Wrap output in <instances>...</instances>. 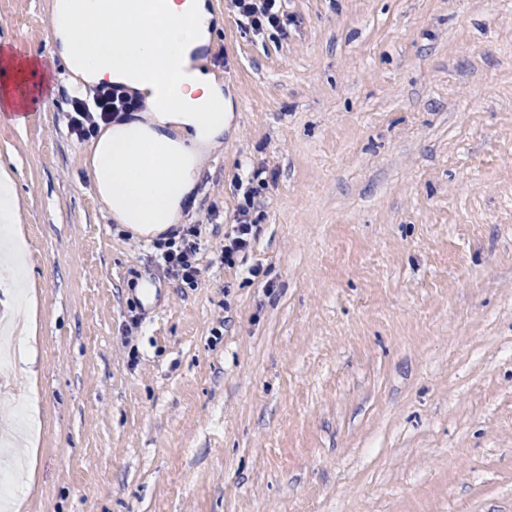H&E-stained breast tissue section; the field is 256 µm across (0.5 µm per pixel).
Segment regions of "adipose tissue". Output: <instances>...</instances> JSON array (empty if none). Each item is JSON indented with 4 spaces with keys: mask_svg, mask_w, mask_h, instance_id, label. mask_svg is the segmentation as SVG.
Wrapping results in <instances>:
<instances>
[{
    "mask_svg": "<svg viewBox=\"0 0 512 512\" xmlns=\"http://www.w3.org/2000/svg\"><path fill=\"white\" fill-rule=\"evenodd\" d=\"M214 20L206 0H71L65 23L51 29L52 54L65 68L145 97L144 119L103 131L87 169L107 218L163 230L200 178L202 147L224 133V89L190 55ZM42 60L36 50L0 49V115L17 125L45 97ZM174 126L194 134L170 139Z\"/></svg>",
    "mask_w": 512,
    "mask_h": 512,
    "instance_id": "1",
    "label": "adipose tissue"
}]
</instances>
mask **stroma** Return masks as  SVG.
Instances as JSON below:
<instances>
[{"instance_id": "35a3bbf8", "label": "stroma", "mask_w": 512, "mask_h": 512, "mask_svg": "<svg viewBox=\"0 0 512 512\" xmlns=\"http://www.w3.org/2000/svg\"><path fill=\"white\" fill-rule=\"evenodd\" d=\"M52 2L0 0V46L49 51ZM210 4L233 116L181 208L202 275L155 310L63 66L0 119L36 419L0 400V512H512V0H286L284 39ZM258 168L255 278L217 254Z\"/></svg>"}]
</instances>
